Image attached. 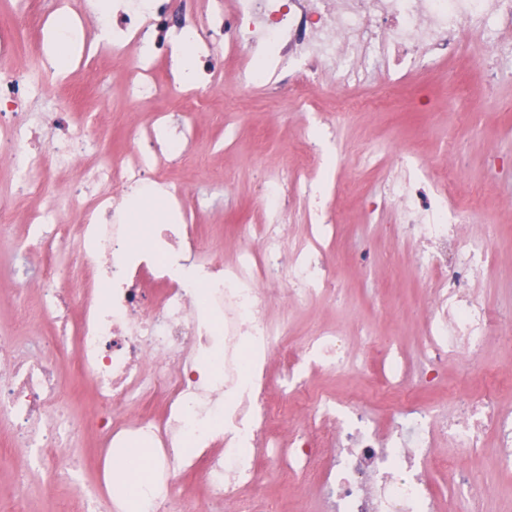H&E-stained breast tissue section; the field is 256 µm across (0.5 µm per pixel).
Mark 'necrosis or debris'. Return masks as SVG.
Instances as JSON below:
<instances>
[{
	"label": "necrosis or debris",
	"mask_w": 512,
	"mask_h": 512,
	"mask_svg": "<svg viewBox=\"0 0 512 512\" xmlns=\"http://www.w3.org/2000/svg\"><path fill=\"white\" fill-rule=\"evenodd\" d=\"M117 2L113 39L89 46V53L110 57L137 45L130 103L167 88L187 119L199 109L197 84H186L172 65L159 73L157 52L181 37L194 51L200 82L207 81L215 48L202 38L206 29L223 34L224 58L235 62L242 84L303 108L323 73L344 89L370 68L385 70L379 92L361 102L373 108L390 105L408 75L437 64L458 78L466 42L490 64L489 81L498 79L495 62L512 61V40L488 31L494 22L512 24V0H213L202 24L197 0H150L146 9L139 0ZM56 74L47 64L33 73L0 72V160L13 167L31 203L27 245L42 254L41 316L56 329L54 349H42V337L27 333L33 315L23 307L19 336L0 345V416L12 426L22 469L36 465L77 480L73 449L92 433L105 449H153L142 512H209L214 502L254 512L255 500L242 497V489L260 490L270 476L293 472L317 483L334 512H435L423 471L436 437L466 456L494 433L497 465L512 468V415L491 398L465 400L437 416L406 386L388 339L367 331L358 349L339 328L321 326L296 347L269 319L273 297L294 305L336 291L334 273L315 252L333 230L327 188L308 173L309 154L336 143L330 120L314 119L320 132L297 147L294 164L269 172L262 219L246 227L259 248L238 246L227 258L203 245L200 225L181 207L182 188L163 170L165 157H185L191 127H174L159 112L150 127L130 132V152L92 150L85 113L24 110L31 98L51 95ZM384 166L379 199L400 209L405 237L428 275L423 346L430 363L481 374L479 351L495 321L470 286L493 267V235L458 237L480 193L462 187L448 166L424 165L410 153L393 154ZM74 168L82 169V184L55 181V172ZM135 189L181 215L179 223L154 224L142 249L129 244L123 204ZM290 203L306 213L307 236L298 243L283 230ZM79 204L83 224L59 223L63 209ZM64 253L74 258L78 282L68 294L55 287ZM366 352L383 364L376 401L387 406L386 424L361 398L321 392L297 404L313 373L362 372ZM274 353L281 361L276 373L264 363ZM63 355L92 382L95 406L79 417L68 407L77 385L57 374Z\"/></svg>",
	"instance_id": "obj_1"
}]
</instances>
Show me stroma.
I'll list each match as a JSON object with an SVG mask.
<instances>
[{
  "label": "stroma",
  "instance_id": "obj_1",
  "mask_svg": "<svg viewBox=\"0 0 512 512\" xmlns=\"http://www.w3.org/2000/svg\"><path fill=\"white\" fill-rule=\"evenodd\" d=\"M14 0H0V41L13 42V56L0 59V68L25 70L39 53L42 33L12 27ZM128 47L112 59L87 60L71 69L55 90L56 103H66L71 86L90 91L87 105L93 126L104 134L103 144L119 154L128 149L126 128L131 120L148 122L152 112L178 111L179 101L162 92L154 103L132 112L124 94V76L135 54ZM214 65L220 82L204 86L207 109L193 115L198 129L194 162L169 167L168 175L184 187V206L202 224L208 245L223 248L226 237L236 235L241 225L261 218L262 185L270 169L289 164V144L302 141L306 119L289 99H273L258 89L239 91L233 65L216 55ZM448 68L440 65L424 74L411 75V94L401 107L385 112L359 111L335 119L336 139L346 149L334 180L337 188L330 210L339 227L325 243L324 257L338 262L336 286L341 302L314 299L295 307L281 299L269 303V316L286 324L288 339L300 344L314 327L334 322L352 331L371 329L375 334H395L406 363L408 379L421 387L422 402H442L448 391L457 397L484 394L483 379L464 381L457 366L443 371L438 387L428 390L422 375L427 368L422 324L429 306L427 278L418 268L401 234L395 207L377 205L375 191L382 166L380 160L398 152L419 154L431 166L452 164L465 180L480 182L493 177L487 204L477 217L496 227L499 262L493 272L472 283L474 297L493 308L502 320L512 322V77L488 83L484 70L475 68L464 76L463 93L448 89ZM377 148L375 156L360 154L365 145ZM0 201L13 210L12 226L0 229V337L16 333V308L37 305L40 287L14 275L15 253L27 232L28 201L15 191V174L0 164ZM370 249L372 268L349 261V254ZM482 356L492 367L505 369L498 380L496 406L512 411V340L492 335ZM379 377L376 361H369L364 374L318 378L315 390L339 395L359 391L372 396ZM11 434L0 423V512H79L71 487L57 486L46 495L48 474L22 477L17 457L6 450ZM496 456L493 436H486L476 454L464 457L461 466L483 492V512H512V471H499L491 463ZM276 498L281 512H319L313 488L304 478H279L266 488Z\"/></svg>",
  "mask_w": 512,
  "mask_h": 512
}]
</instances>
